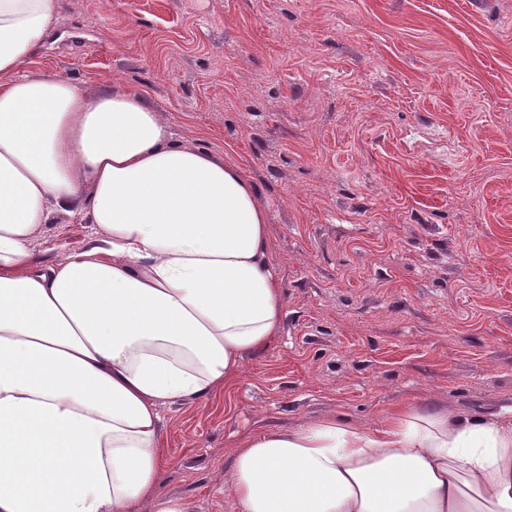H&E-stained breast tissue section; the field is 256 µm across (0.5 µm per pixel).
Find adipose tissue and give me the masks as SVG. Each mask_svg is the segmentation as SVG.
<instances>
[{
    "label": "adipose tissue",
    "mask_w": 512,
    "mask_h": 512,
    "mask_svg": "<svg viewBox=\"0 0 512 512\" xmlns=\"http://www.w3.org/2000/svg\"><path fill=\"white\" fill-rule=\"evenodd\" d=\"M58 0H0V512H191L164 495L163 407L208 397L281 326L267 214L237 164L144 96L23 67ZM91 245L36 263L52 212ZM236 512H512V414L398 411L261 433Z\"/></svg>",
    "instance_id": "adipose-tissue-1"
}]
</instances>
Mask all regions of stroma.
Masks as SVG:
<instances>
[{
	"mask_svg": "<svg viewBox=\"0 0 512 512\" xmlns=\"http://www.w3.org/2000/svg\"><path fill=\"white\" fill-rule=\"evenodd\" d=\"M23 72L144 93L267 212L282 326L164 409V494L236 512L257 433L512 407V0H59ZM93 233L52 214L31 258Z\"/></svg>",
	"mask_w": 512,
	"mask_h": 512,
	"instance_id": "obj_1",
	"label": "stroma"
}]
</instances>
